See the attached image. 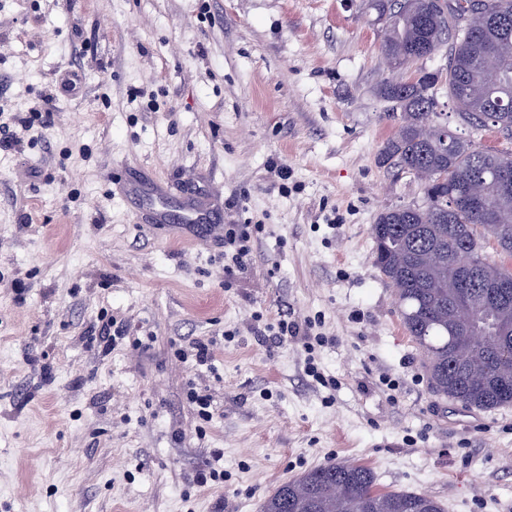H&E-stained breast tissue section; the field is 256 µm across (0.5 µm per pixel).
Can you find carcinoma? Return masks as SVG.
Returning a JSON list of instances; mask_svg holds the SVG:
<instances>
[{"label": "carcinoma", "instance_id": "carcinoma-1", "mask_svg": "<svg viewBox=\"0 0 512 512\" xmlns=\"http://www.w3.org/2000/svg\"><path fill=\"white\" fill-rule=\"evenodd\" d=\"M409 0H374L385 20L382 50L409 66L450 47L445 72H423L409 84L380 82L378 95L398 120L397 134L384 146L380 163L407 171L424 183L423 205L381 212L372 225L374 261L398 292L403 325L427 359L435 392L470 407L512 404V269L481 252L482 233L512 256V222L491 224L484 210L468 204L462 191L477 174L489 183L488 205L512 218V155L477 150L445 131L440 93L472 127L491 125L512 139V110L478 102L469 91L492 77L479 66L490 50L512 71V0H487L497 25L476 26L465 17L482 0H449L448 11L421 20ZM453 42H448V38ZM468 248L472 267L455 272V253ZM470 319H487L495 329L480 344L464 332ZM261 512H443L430 495L381 492L364 464L345 461L318 466L280 484Z\"/></svg>", "mask_w": 512, "mask_h": 512}]
</instances>
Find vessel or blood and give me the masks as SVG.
I'll list each match as a JSON object with an SVG mask.
<instances>
[{
  "mask_svg": "<svg viewBox=\"0 0 512 512\" xmlns=\"http://www.w3.org/2000/svg\"><path fill=\"white\" fill-rule=\"evenodd\" d=\"M112 188L122 195L140 199L139 209L144 212L146 222L165 228L169 242L178 243L188 238L192 239L201 231L212 232L220 227L217 206L213 200L206 197L181 201V218H172L168 209L159 205L160 199L170 194L168 186L155 180L147 172H140L129 180L114 182Z\"/></svg>",
  "mask_w": 512,
  "mask_h": 512,
  "instance_id": "obj_1",
  "label": "vessel or blood"
}]
</instances>
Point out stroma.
<instances>
[{
    "instance_id": "obj_1",
    "label": "stroma",
    "mask_w": 512,
    "mask_h": 512,
    "mask_svg": "<svg viewBox=\"0 0 512 512\" xmlns=\"http://www.w3.org/2000/svg\"><path fill=\"white\" fill-rule=\"evenodd\" d=\"M384 35L371 0H0V109L33 123L0 150V512H260L336 461L444 512H512V405L434 394L374 263L378 214L425 198L379 161L398 123L377 86L446 63L391 70ZM444 110L474 148L512 153ZM141 169L216 197L251 235L248 267L139 223L112 181ZM283 318L324 344L278 338ZM108 320L151 345L99 354ZM212 337L213 371L174 358ZM211 465L223 484L197 485ZM207 390L198 391L196 387H189L187 392V400L195 406L197 416L204 422H209L214 412L213 397Z\"/></svg>"
}]
</instances>
